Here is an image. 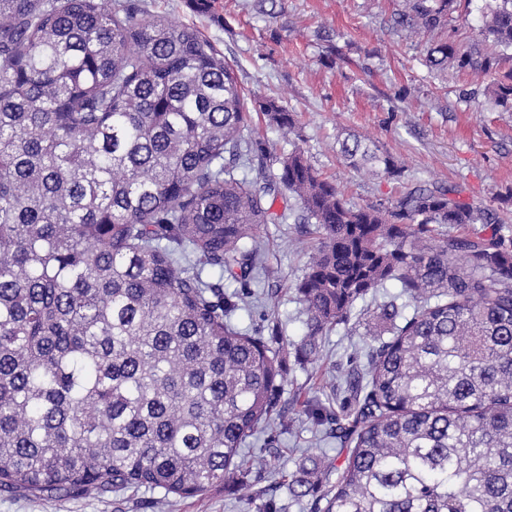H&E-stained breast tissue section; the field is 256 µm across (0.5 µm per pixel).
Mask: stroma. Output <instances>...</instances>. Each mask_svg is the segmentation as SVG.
Returning <instances> with one entry per match:
<instances>
[{"instance_id": "35a3bbf8", "label": "stroma", "mask_w": 512, "mask_h": 512, "mask_svg": "<svg viewBox=\"0 0 512 512\" xmlns=\"http://www.w3.org/2000/svg\"><path fill=\"white\" fill-rule=\"evenodd\" d=\"M146 16L196 29L235 70L246 96L274 100L295 118L294 131L253 114L252 127L276 156L304 148L312 166L355 202L376 204L394 197L386 174L357 173L340 154L351 134L370 139L417 184L460 185L464 201L492 209L512 234V108L488 103L483 87L451 67L437 73L424 64L415 42L396 32L391 14L402 0H277L266 14L259 0H215L209 12L188 0H135ZM269 275L254 286L251 310L238 312L240 328L266 332L278 321L290 339L303 333L302 306L294 284L307 260L310 237L303 225L266 227ZM276 291L275 303L261 298ZM360 336L337 327L323 338L316 360L290 365L282 401L300 392L319 393L340 409L345 398L329 385L343 380ZM294 424L274 435L258 434L246 450L274 446L285 466L309 448H323L343 467L335 439L314 435L296 410ZM0 512H259L237 495L215 487L206 494L168 503L138 491L86 497L33 498L0 491Z\"/></svg>"}]
</instances>
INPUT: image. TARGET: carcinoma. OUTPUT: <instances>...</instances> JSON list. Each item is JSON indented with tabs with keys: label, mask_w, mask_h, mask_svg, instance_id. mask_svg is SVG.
Returning a JSON list of instances; mask_svg holds the SVG:
<instances>
[{
	"label": "carcinoma",
	"mask_w": 512,
	"mask_h": 512,
	"mask_svg": "<svg viewBox=\"0 0 512 512\" xmlns=\"http://www.w3.org/2000/svg\"><path fill=\"white\" fill-rule=\"evenodd\" d=\"M470 2L403 0L391 25L430 70L481 76L512 107V0H485L465 49L446 32ZM252 111L293 128L275 101H247L196 30L129 0H0V490L223 486L277 512L254 471L311 512H512V237L350 135V166L401 181L356 204L302 147L273 158ZM284 190L298 212L272 210ZM289 215L314 239L295 283L305 332L270 343L232 317L266 270L265 226ZM469 224L492 230L452 232ZM388 282L400 291L368 317L392 337L348 370L343 417L299 402L315 431L336 424V483L314 452L242 468L262 426L287 427L289 359L310 361L341 325L357 333L356 303Z\"/></svg>",
	"instance_id": "obj_1"
}]
</instances>
